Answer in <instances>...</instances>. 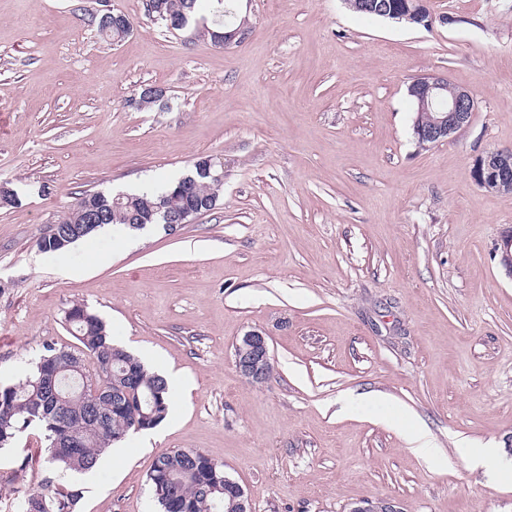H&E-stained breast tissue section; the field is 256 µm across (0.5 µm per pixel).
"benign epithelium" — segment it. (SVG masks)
Wrapping results in <instances>:
<instances>
[{"mask_svg":"<svg viewBox=\"0 0 512 512\" xmlns=\"http://www.w3.org/2000/svg\"><path fill=\"white\" fill-rule=\"evenodd\" d=\"M425 0H404L402 16L412 22L423 21L422 7ZM354 8L376 13L382 16L397 14L394 3L387 0H355ZM450 90L448 105L444 106L441 115L433 119L430 126L414 130L416 139L426 141L434 146L444 142L448 137L466 127L476 108V99L472 91L461 87H450L448 79L438 74H424L408 87L418 109L423 111L433 106L440 94ZM474 178L484 189H512V151L488 150L475 163ZM271 364L269 345L265 333L259 330L246 332L235 346V365L241 376L252 383H263L267 379L268 367ZM224 483L233 486L235 493L231 506L236 512H251L249 498L244 488L236 481L224 479ZM350 512H398L394 505L378 500L365 501Z\"/></svg>","mask_w":512,"mask_h":512,"instance_id":"7a95c632","label":"benign epithelium"}]
</instances>
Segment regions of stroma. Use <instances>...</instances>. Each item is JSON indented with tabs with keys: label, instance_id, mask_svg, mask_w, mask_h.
I'll use <instances>...</instances> for the list:
<instances>
[{
	"label": "stroma",
	"instance_id": "1",
	"mask_svg": "<svg viewBox=\"0 0 512 512\" xmlns=\"http://www.w3.org/2000/svg\"><path fill=\"white\" fill-rule=\"evenodd\" d=\"M248 34L219 46L213 0L191 28L146 0H0V381L44 343L80 350L76 302L151 370L172 371L149 445L110 448L77 512H153L158 454L197 449L252 512H512V274L499 246L512 193L480 188L476 157L512 151V0H428L430 27L345 0H235ZM133 30L103 39L93 13ZM471 90L469 125L417 146L408 85ZM164 90L150 109L136 100ZM224 165L216 208L175 234L105 226L61 253L38 241L86 191L128 193ZM267 336L273 370L245 381L234 346ZM425 428L416 455L403 438ZM489 442L493 476L456 449ZM44 437L0 449V499L40 485Z\"/></svg>",
	"mask_w": 512,
	"mask_h": 512
}]
</instances>
